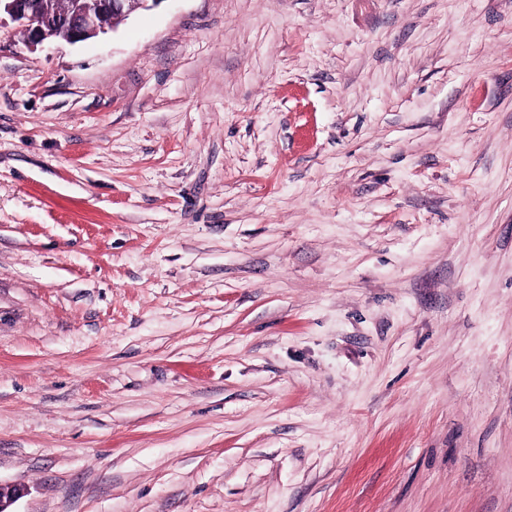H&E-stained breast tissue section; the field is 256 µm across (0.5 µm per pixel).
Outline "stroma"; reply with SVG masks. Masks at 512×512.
Returning a JSON list of instances; mask_svg holds the SVG:
<instances>
[{
  "label": "stroma",
  "instance_id": "stroma-1",
  "mask_svg": "<svg viewBox=\"0 0 512 512\" xmlns=\"http://www.w3.org/2000/svg\"><path fill=\"white\" fill-rule=\"evenodd\" d=\"M13 512H512V0L0 28Z\"/></svg>",
  "mask_w": 512,
  "mask_h": 512
}]
</instances>
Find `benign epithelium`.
<instances>
[{
  "label": "benign epithelium",
  "mask_w": 512,
  "mask_h": 512,
  "mask_svg": "<svg viewBox=\"0 0 512 512\" xmlns=\"http://www.w3.org/2000/svg\"><path fill=\"white\" fill-rule=\"evenodd\" d=\"M162 0H66L61 10H38L33 0H0V25L3 16L16 22L26 47L36 49L64 42L76 45L107 32L128 16Z\"/></svg>",
  "instance_id": "benign-epithelium-1"
}]
</instances>
